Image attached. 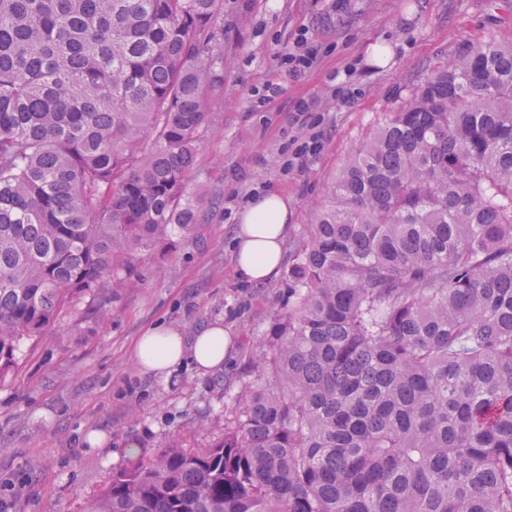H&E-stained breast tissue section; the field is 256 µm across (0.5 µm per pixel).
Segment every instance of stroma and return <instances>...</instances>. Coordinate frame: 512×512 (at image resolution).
<instances>
[{
  "instance_id": "35a3bbf8",
  "label": "stroma",
  "mask_w": 512,
  "mask_h": 512,
  "mask_svg": "<svg viewBox=\"0 0 512 512\" xmlns=\"http://www.w3.org/2000/svg\"><path fill=\"white\" fill-rule=\"evenodd\" d=\"M239 0H224V95L209 115L198 172L201 230L177 234L139 256L124 286L80 296L40 338L24 342L0 380V502L5 512H86L113 471L178 439L202 448L224 436L232 397L252 369L249 353L288 308L285 277L255 287L233 270L234 215L254 194H288L293 256L315 221L350 148L438 66L495 38L512 43V0H255L233 28ZM318 45L312 69L292 78L282 59L298 37ZM355 101L335 99L338 87ZM316 100L322 151L283 170L298 133L295 105ZM220 319L238 338L234 363L200 376L184 366L170 380L143 376L131 355L141 330L165 321L192 332ZM112 436L104 453L85 434ZM136 453H128V445Z\"/></svg>"
}]
</instances>
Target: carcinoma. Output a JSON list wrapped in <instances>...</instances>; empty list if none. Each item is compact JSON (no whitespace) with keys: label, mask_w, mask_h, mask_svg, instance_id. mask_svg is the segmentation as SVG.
<instances>
[{"label":"carcinoma","mask_w":512,"mask_h":512,"mask_svg":"<svg viewBox=\"0 0 512 512\" xmlns=\"http://www.w3.org/2000/svg\"><path fill=\"white\" fill-rule=\"evenodd\" d=\"M224 0H0V380L188 232ZM224 439L89 512H512V45L435 69L355 145Z\"/></svg>","instance_id":"cac0c4a2"}]
</instances>
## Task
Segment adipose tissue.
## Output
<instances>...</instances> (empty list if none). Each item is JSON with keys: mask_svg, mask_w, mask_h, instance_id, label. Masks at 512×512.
Here are the masks:
<instances>
[{"mask_svg": "<svg viewBox=\"0 0 512 512\" xmlns=\"http://www.w3.org/2000/svg\"><path fill=\"white\" fill-rule=\"evenodd\" d=\"M286 194L270 191L254 197L235 218L234 274L249 285L274 281L283 265L284 246L293 226ZM237 343L223 320L203 323L193 335H183L174 325L159 322L143 330L133 347V359L141 373L169 378L184 364H193L201 375L223 370L233 358Z\"/></svg>", "mask_w": 512, "mask_h": 512, "instance_id": "1", "label": "adipose tissue"}]
</instances>
